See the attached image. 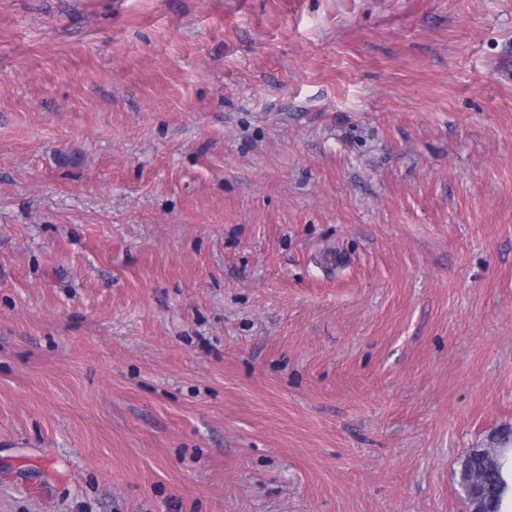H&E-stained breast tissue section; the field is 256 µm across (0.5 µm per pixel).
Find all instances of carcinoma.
<instances>
[{"label": "carcinoma", "mask_w": 512, "mask_h": 512, "mask_svg": "<svg viewBox=\"0 0 512 512\" xmlns=\"http://www.w3.org/2000/svg\"><path fill=\"white\" fill-rule=\"evenodd\" d=\"M510 445L499 441L495 448H472L460 461L459 484L480 509L500 506L504 487L501 458Z\"/></svg>", "instance_id": "cac0c4a2"}]
</instances>
